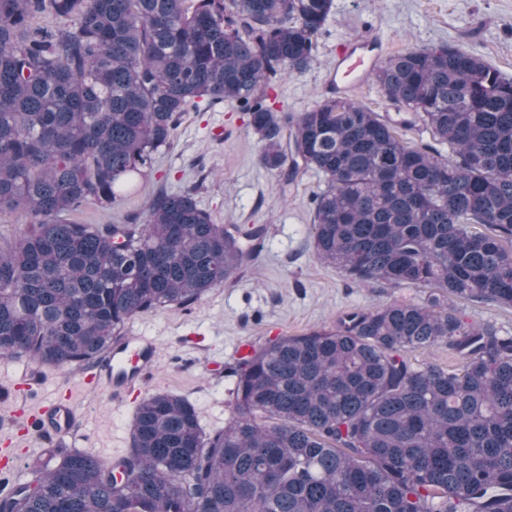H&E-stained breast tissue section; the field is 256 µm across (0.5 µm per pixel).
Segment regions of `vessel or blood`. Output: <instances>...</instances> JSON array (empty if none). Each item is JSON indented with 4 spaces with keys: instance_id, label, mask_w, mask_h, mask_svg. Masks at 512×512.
<instances>
[{
    "instance_id": "b4317fda",
    "label": "vessel or blood",
    "mask_w": 512,
    "mask_h": 512,
    "mask_svg": "<svg viewBox=\"0 0 512 512\" xmlns=\"http://www.w3.org/2000/svg\"><path fill=\"white\" fill-rule=\"evenodd\" d=\"M383 54L382 43L373 37H360L338 48L332 87L341 95L360 89ZM158 360L151 339L135 334L123 337L80 382L58 385L53 396L29 416L27 429L48 434L55 438L57 446H66L68 437L80 427L85 416L81 389L105 393L113 401L122 402L153 374Z\"/></svg>"
}]
</instances>
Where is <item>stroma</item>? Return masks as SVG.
I'll list each match as a JSON object with an SVG mask.
<instances>
[{"label": "stroma", "instance_id": "stroma-1", "mask_svg": "<svg viewBox=\"0 0 512 512\" xmlns=\"http://www.w3.org/2000/svg\"><path fill=\"white\" fill-rule=\"evenodd\" d=\"M360 35L377 37L389 57L412 45L457 47L512 78V0H334L311 66L272 77L267 84L274 108L297 114L326 97L337 44ZM352 98L377 112L407 143H434L424 121H406L374 80H367ZM322 186V174L313 169L285 181L265 168L247 114L229 100H204L185 112L137 192L112 207L88 205L77 213V220L86 224H117L127 213L141 210L156 191H189L213 223L267 227L262 249L237 277L188 308L160 309L125 324V331L153 337L157 345L159 368L143 393L183 396L194 405L204 429L220 428L231 415L234 380L224 369L234 363L237 344L326 330L356 308L427 299V289L359 284L317 259L312 224L314 196ZM457 309L465 322L489 324L512 336V307L461 301ZM84 400L90 409L70 440L72 448L106 462L125 455L136 404L122 405L102 393L86 394Z\"/></svg>", "mask_w": 512, "mask_h": 512}]
</instances>
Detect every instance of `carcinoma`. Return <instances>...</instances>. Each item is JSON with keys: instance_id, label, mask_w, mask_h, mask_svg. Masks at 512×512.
Here are the masks:
<instances>
[{"instance_id": "obj_1", "label": "carcinoma", "mask_w": 512, "mask_h": 512, "mask_svg": "<svg viewBox=\"0 0 512 512\" xmlns=\"http://www.w3.org/2000/svg\"><path fill=\"white\" fill-rule=\"evenodd\" d=\"M333 0H0V358L71 369L125 323L184 308L250 265L266 227L212 222L190 192L83 224L133 189L204 97L249 116L263 166L322 173L313 241L356 282L435 288L329 330L251 346L225 368L232 415L206 432L186 398L148 394L128 455L45 448L9 512H512V336L441 297L512 306V80L449 46L374 69L446 156L331 96L297 116L262 86L314 60ZM444 342L451 370L408 354ZM31 217L24 212L0 213V241L2 245L12 241L29 224Z\"/></svg>"}]
</instances>
